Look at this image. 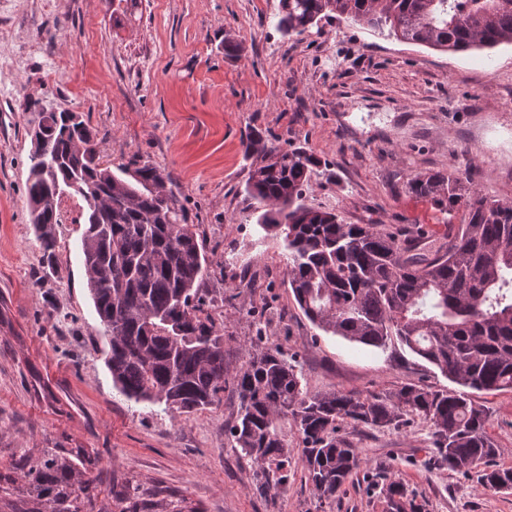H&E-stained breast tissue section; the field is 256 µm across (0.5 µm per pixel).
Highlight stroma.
Here are the masks:
<instances>
[{"label":"stroma","mask_w":512,"mask_h":512,"mask_svg":"<svg viewBox=\"0 0 512 512\" xmlns=\"http://www.w3.org/2000/svg\"><path fill=\"white\" fill-rule=\"evenodd\" d=\"M279 2L0 0V470L58 445L98 455L91 476L103 502L129 487L179 512H390L392 478L408 512H512V490L440 466L432 428L417 418L342 424L363 462L328 498L309 479L292 422L279 489L258 490L235 446L234 376L263 341L296 360L311 393L457 388L400 345L353 344L305 317L288 286V251L263 236L246 192L255 163L246 133L315 152L323 165L305 202L348 224L444 237L447 214L406 183L451 166L512 203V45L443 53L344 17L289 35L276 26ZM42 109L82 113L112 168L160 169L198 225L228 369L213 406L174 416L113 386L84 273L86 201L69 191L57 200V270L29 222L26 130ZM474 399L489 414L495 464L512 468V391Z\"/></svg>","instance_id":"stroma-1"}]
</instances>
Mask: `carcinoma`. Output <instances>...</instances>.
<instances>
[{
	"label": "carcinoma",
	"instance_id": "carcinoma-1",
	"mask_svg": "<svg viewBox=\"0 0 512 512\" xmlns=\"http://www.w3.org/2000/svg\"><path fill=\"white\" fill-rule=\"evenodd\" d=\"M336 14L400 41L443 52L512 44V0H280L277 27L302 35ZM32 144L26 197L45 262L55 266L56 201L72 183L98 192L87 202L81 249L87 287L104 327V363L127 398L182 415L213 405L224 391V326L206 311L209 258L198 225L187 223L168 176L143 165L112 172L100 161L95 134L75 112H43ZM251 132L244 152L257 155L246 192L265 236L288 249V286L303 314L327 334L382 348L398 341L464 387L450 393L406 383L362 398L303 390L300 370L277 346L253 353L236 376L241 409L231 435L255 467L263 491L282 485L288 468L285 421L303 444L309 479L331 497L362 463L337 435L345 422L384 428L417 416L432 424L440 462L480 469L492 490L512 487V468L493 465L486 409L466 389L512 390V204L489 199L453 167L417 173L408 191L461 222L437 247L424 236L345 224L304 202L321 166L298 147L258 150ZM97 458L83 448H42L0 473L15 486L12 512H112L96 507L86 479ZM119 512H168L137 495L118 494Z\"/></svg>",
	"mask_w": 512,
	"mask_h": 512
}]
</instances>
